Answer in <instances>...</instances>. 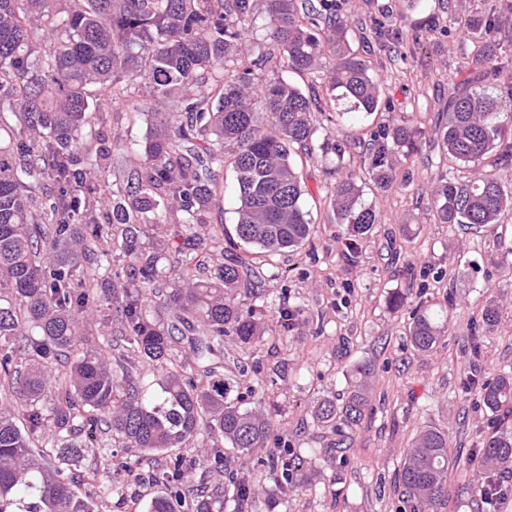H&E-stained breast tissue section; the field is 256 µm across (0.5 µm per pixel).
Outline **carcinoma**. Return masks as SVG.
Here are the masks:
<instances>
[{"mask_svg":"<svg viewBox=\"0 0 512 512\" xmlns=\"http://www.w3.org/2000/svg\"><path fill=\"white\" fill-rule=\"evenodd\" d=\"M342 9V0H0V104L10 106L0 111V512H96L75 491L81 475L42 442L49 424L67 462L107 440L158 456L144 474L160 488L147 512H224L221 487L188 494L192 468L175 449L193 443L224 442L202 462L224 474L236 512L256 503L255 468L266 473L269 497L312 484L306 460L280 436L276 411L261 396L243 406L256 393L243 386L247 362L237 359L231 374L208 367L224 338L246 354L301 312L282 308L269 323L242 299L256 290L255 258L220 247L212 214L229 164L240 241L265 256L298 249L312 222L292 150H319L333 180L334 223L346 225L348 252L359 257L378 217L362 200L360 174L333 162L342 144L315 143L316 113L344 103L353 118L376 111L381 98L369 64L345 43ZM260 10L272 51L247 39ZM36 31L40 44L31 40ZM328 54L329 101L279 75L317 72ZM471 66L468 83L448 90L434 135L460 165L498 151L494 163L506 173L512 93L493 92L502 75L492 55L477 52ZM265 69L273 77L254 82L253 71ZM115 101L149 117L144 151L131 149L129 164L114 158L106 128ZM414 135L395 126L365 144L376 187L393 184L392 157ZM431 200L437 224H500L512 214V177L444 178ZM145 224L179 230L146 243ZM104 306L117 335L111 355L89 342ZM411 316L412 348L433 351L448 331L443 309L421 299ZM498 320L492 300L473 322V351ZM145 367L158 390L143 384ZM377 373L371 362L357 364L345 395L312 406L338 464L370 410ZM468 384L490 413L512 410V374L473 375ZM474 461L483 476L451 489L459 463L448 432L420 428L398 473V512H438L452 495L494 508L489 483L512 473V428L489 432L466 464ZM113 465L93 481L116 483L127 462Z\"/></svg>","mask_w":512,"mask_h":512,"instance_id":"carcinoma-1","label":"carcinoma"}]
</instances>
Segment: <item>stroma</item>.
I'll use <instances>...</instances> for the list:
<instances>
[{
  "mask_svg": "<svg viewBox=\"0 0 512 512\" xmlns=\"http://www.w3.org/2000/svg\"><path fill=\"white\" fill-rule=\"evenodd\" d=\"M379 15L398 37L396 53L369 52L376 41L369 21ZM342 16L352 50L368 56L370 72L382 85V105L353 128L339 113H323L320 134L344 144L342 165L348 171L363 169L361 143L383 127L416 129V147L396 155V182L388 190L363 181V200L379 222L354 262L342 244L344 226L328 219L319 156H294L308 188L303 206L314 231L296 251L262 258L261 287L269 306H278L285 289L303 313L292 331L270 333L250 353L224 343L225 359L245 357L259 380H276L282 432L296 451L313 459V489L290 493L274 512H395L394 475L420 427L447 430L451 454L468 457L490 432L491 415L463 380L473 370L491 376L512 368V256L504 257L501 248L512 243V216L475 232L434 223L429 209L432 186L457 172L434 141L438 114L446 109L449 88L469 78L468 55L483 18L496 17L495 50L512 70V0H346ZM110 129L120 157L143 142L147 117L118 105ZM395 291L434 303L453 299L448 332L432 352L411 347L408 309L389 304ZM490 299L499 304V321L484 333L474 356L470 328ZM362 360L378 368L374 411L356 431L349 463L338 466L323 453L330 437L316 426L311 405L321 396L344 393ZM116 456L131 466L132 477L116 489L86 483L81 493L96 499L101 512H147L157 489L138 480L153 465L145 452L107 445L84 456L78 468L101 470Z\"/></svg>",
  "mask_w": 512,
  "mask_h": 512,
  "instance_id": "obj_1",
  "label": "stroma"
}]
</instances>
